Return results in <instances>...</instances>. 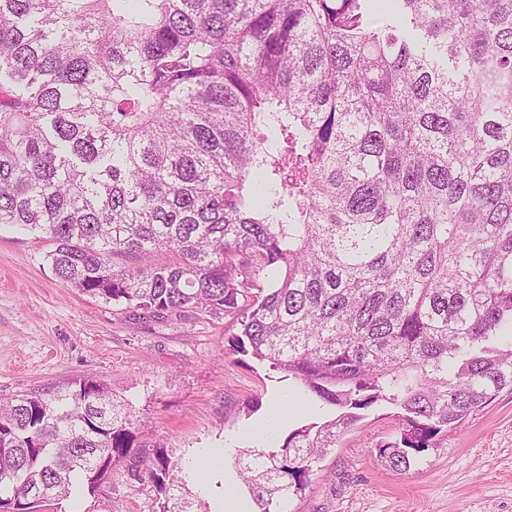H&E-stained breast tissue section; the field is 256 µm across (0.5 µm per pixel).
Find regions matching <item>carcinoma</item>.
Here are the masks:
<instances>
[{"label": "carcinoma", "instance_id": "cac0c4a2", "mask_svg": "<svg viewBox=\"0 0 512 512\" xmlns=\"http://www.w3.org/2000/svg\"><path fill=\"white\" fill-rule=\"evenodd\" d=\"M391 2L0 0V227L106 303L241 314L340 410L236 457L258 512L378 402L401 471L512 391V0ZM137 430L93 379L0 404V512L95 493Z\"/></svg>", "mask_w": 512, "mask_h": 512}]
</instances>
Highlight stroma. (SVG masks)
Wrapping results in <instances>:
<instances>
[{"label": "stroma", "instance_id": "35a3bbf8", "mask_svg": "<svg viewBox=\"0 0 512 512\" xmlns=\"http://www.w3.org/2000/svg\"><path fill=\"white\" fill-rule=\"evenodd\" d=\"M51 249L35 234L0 228V401L97 380L132 405L139 441L193 471L192 512H224L225 498H248L239 451L279 449L292 430L333 418L296 380L232 350L235 318L195 309L153 316L96 301L56 280ZM398 434L395 408L368 409L314 464L291 512H512V391L440 434L406 471L378 452ZM212 448L223 449V465L197 471ZM164 500L130 458L65 512H160Z\"/></svg>", "mask_w": 512, "mask_h": 512}]
</instances>
